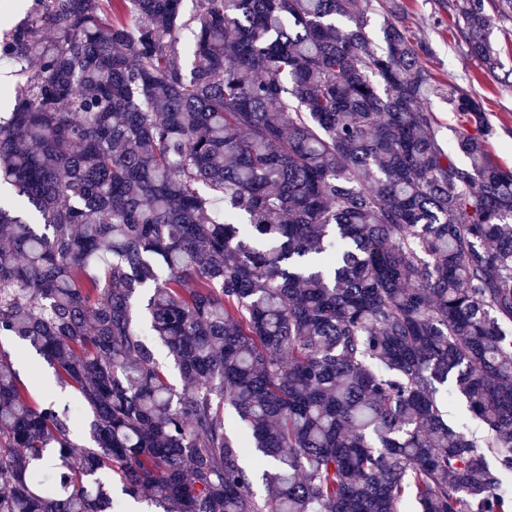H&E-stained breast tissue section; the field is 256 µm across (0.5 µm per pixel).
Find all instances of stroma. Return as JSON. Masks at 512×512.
Instances as JSON below:
<instances>
[{"mask_svg": "<svg viewBox=\"0 0 512 512\" xmlns=\"http://www.w3.org/2000/svg\"><path fill=\"white\" fill-rule=\"evenodd\" d=\"M407 8L406 23L415 38L426 44L423 62L438 80L454 84L482 97L494 133L488 144L493 159L512 167V81L502 82L486 73L454 37L456 0H402ZM0 350L8 352L21 380L27 385L32 402L46 394L78 404L77 393L60 388L54 369L33 348H20L16 339L0 338Z\"/></svg>", "mask_w": 512, "mask_h": 512, "instance_id": "1", "label": "stroma"}]
</instances>
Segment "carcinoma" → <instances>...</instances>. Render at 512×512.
<instances>
[{
  "label": "carcinoma",
  "mask_w": 512,
  "mask_h": 512,
  "mask_svg": "<svg viewBox=\"0 0 512 512\" xmlns=\"http://www.w3.org/2000/svg\"><path fill=\"white\" fill-rule=\"evenodd\" d=\"M181 3L38 0L0 43L34 63L0 120V336L93 442L0 352V512H112L107 471L162 512H512V168L482 102L448 86L475 132L445 146L399 0ZM492 10L459 0L455 33L494 74ZM0 342L1 350L11 355L21 380L28 387L32 402H41L46 394L51 393L59 400L69 401L72 404L79 414L72 439L79 445H87L90 442L89 430L84 415L79 411L78 394L72 388L58 387L54 368L32 347L29 346L22 352L18 341L10 336H1ZM448 420L453 425L460 426L469 433L480 435L483 431L479 422L471 417L459 398H456L448 408Z\"/></svg>",
  "instance_id": "carcinoma-1"
}]
</instances>
